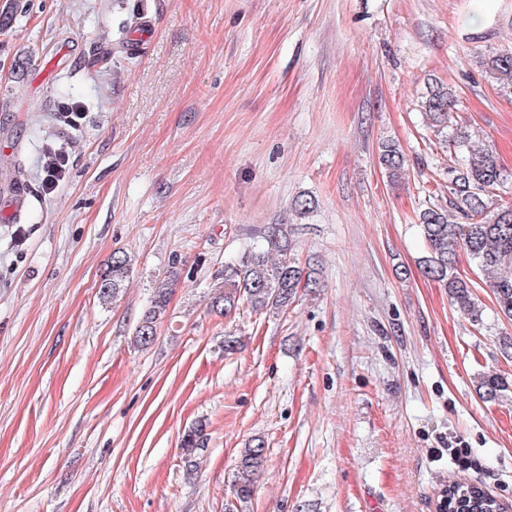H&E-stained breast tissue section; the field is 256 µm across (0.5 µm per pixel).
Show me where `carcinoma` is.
Here are the masks:
<instances>
[{
    "label": "carcinoma",
    "instance_id": "carcinoma-1",
    "mask_svg": "<svg viewBox=\"0 0 512 512\" xmlns=\"http://www.w3.org/2000/svg\"><path fill=\"white\" fill-rule=\"evenodd\" d=\"M486 74L498 90L512 95V52H491L482 59ZM456 91L443 83L427 86L421 108L435 135L448 143V207L427 205L419 209L417 227L428 255L423 273L448 289V298L461 314L473 321L481 318L475 285L458 272L460 256L469 258L489 278L499 312L512 321V207L498 203V191L512 182V172L501 166L496 151L485 143H475L470 135L454 126L452 113ZM379 162L392 182L408 176L406 159L399 146L386 141L379 146ZM135 259L117 251L104 273L99 289L103 303L114 302L125 289ZM179 272L169 271L153 291L148 307L134 330V342L146 347L155 340V327L168 309ZM319 272L299 266L281 224L268 227L264 243L248 248L240 257L224 262V269L210 297V311L227 317L247 308L256 314H279L288 310L299 288H317ZM483 396L495 399L508 385L497 377L480 382ZM203 446V426L198 424L182 436V448L191 451ZM263 440L254 439L240 450L231 486L236 501L247 502L266 464ZM450 507L460 512H494L499 503L487 499L478 486L448 483Z\"/></svg>",
    "mask_w": 512,
    "mask_h": 512
}]
</instances>
